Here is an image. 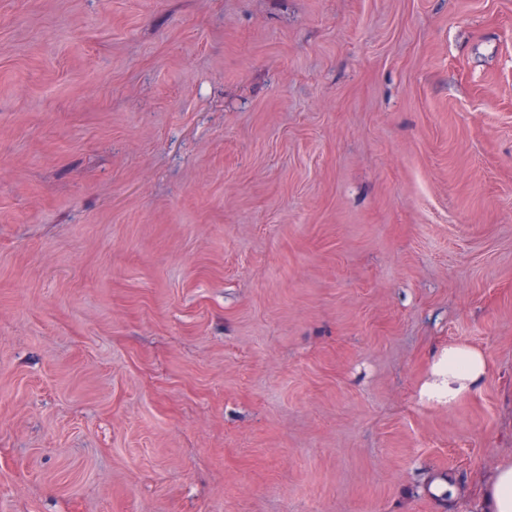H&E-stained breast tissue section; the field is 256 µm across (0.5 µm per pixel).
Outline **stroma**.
<instances>
[{
    "label": "stroma",
    "mask_w": 512,
    "mask_h": 512,
    "mask_svg": "<svg viewBox=\"0 0 512 512\" xmlns=\"http://www.w3.org/2000/svg\"><path fill=\"white\" fill-rule=\"evenodd\" d=\"M511 458L512 0H0V512H481ZM434 373L437 379L431 384L428 395L448 398V403L452 404L482 383L489 372L482 352L468 346H448Z\"/></svg>",
    "instance_id": "1"
}]
</instances>
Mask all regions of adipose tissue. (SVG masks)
Listing matches in <instances>:
<instances>
[{
  "label": "adipose tissue",
  "instance_id": "ef3b65f1",
  "mask_svg": "<svg viewBox=\"0 0 512 512\" xmlns=\"http://www.w3.org/2000/svg\"><path fill=\"white\" fill-rule=\"evenodd\" d=\"M488 376V363L482 352L468 346H452L435 366L430 392L457 401Z\"/></svg>",
  "mask_w": 512,
  "mask_h": 512
}]
</instances>
